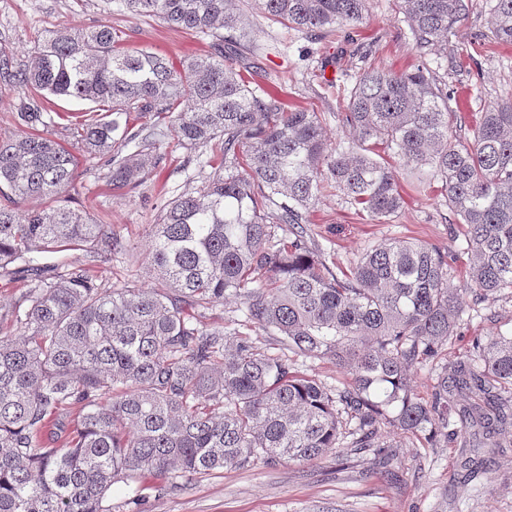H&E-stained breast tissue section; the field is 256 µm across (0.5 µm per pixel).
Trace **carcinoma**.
<instances>
[{
  "label": "carcinoma",
  "mask_w": 512,
  "mask_h": 512,
  "mask_svg": "<svg viewBox=\"0 0 512 512\" xmlns=\"http://www.w3.org/2000/svg\"><path fill=\"white\" fill-rule=\"evenodd\" d=\"M107 8L211 39V52L174 62L129 48L107 24L53 32L25 64L0 46V81L27 90L18 119L31 129L0 142V272L34 286L0 336V512H109L112 487L177 470L184 477L258 461L319 460L348 447L386 456L381 428L455 436L448 388L478 398L473 422L495 434L512 402V334L477 337L441 367L430 399L411 372L439 355L465 309L462 291L512 290V96L480 103L472 124L452 107L427 56H448L467 0H397L421 58L412 70L368 67L352 77L345 111L355 133L328 143L321 114L284 110L258 95L242 63L254 55L238 0H103ZM258 17L330 37L366 20L368 0H254ZM491 39L512 43V0H491ZM99 104L112 119L70 123L75 150L52 138L63 118L42 93ZM136 112L137 127L123 121ZM195 154L220 146L222 167L166 203L150 272L162 289L111 288L36 255L89 249L106 260L123 247L109 226L65 206L79 155L106 157L116 196L145 182L164 137ZM440 195L465 226L469 263L454 283L448 254L394 239L338 274L309 233L323 179L345 203L385 224L403 207L399 174ZM288 225V238L275 228ZM243 298L247 322L276 330L296 356L327 359L351 375L332 389L192 312Z\"/></svg>",
  "instance_id": "1"
}]
</instances>
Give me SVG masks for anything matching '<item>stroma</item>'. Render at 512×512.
I'll use <instances>...</instances> for the list:
<instances>
[{"instance_id": "35a3bbf8", "label": "stroma", "mask_w": 512, "mask_h": 512, "mask_svg": "<svg viewBox=\"0 0 512 512\" xmlns=\"http://www.w3.org/2000/svg\"><path fill=\"white\" fill-rule=\"evenodd\" d=\"M489 21L490 0H471L467 15L448 39L449 59L439 74L456 98L469 99L476 90L486 102L512 94V44L487 40ZM105 22L121 30L128 44L175 61L210 50L208 39L156 18L104 12L101 0H0V45L23 63L50 31L91 29ZM253 29L261 68L257 88L278 93L285 105L320 113L333 145L353 140L336 114L344 109L342 90L354 73L370 65L401 71L420 62L394 0H370L366 23L320 41L262 18L254 19ZM220 163L219 152L205 151L198 163L168 143L153 175L116 198L102 177V160L81 159L67 205L110 225L126 249L107 263L92 261L82 250L41 254L38 262L68 264L106 286L161 287L148 260L160 207L185 187L200 186ZM402 194L405 204L389 223L371 224L342 203L330 183H323L313 229L334 270H350L359 254L399 237L440 247L456 255L457 269L466 267L462 228L441 196L407 183ZM462 300L465 312L442 349V360L451 363L468 353L474 337L512 334V294L483 299L467 292ZM240 307L237 299L213 304L201 322L248 337L262 352L287 355L279 334L244 324ZM454 428L457 439L437 444L420 435L382 429L381 440L395 446L386 473L372 456L352 451L307 463L258 462L193 479H146L136 491L141 500L137 508L128 503L135 491L116 484L112 512H512V451L500 454L494 448L498 442L512 444V426L494 438L470 422H455ZM474 461L484 464L485 473L471 481L467 473Z\"/></svg>"}]
</instances>
